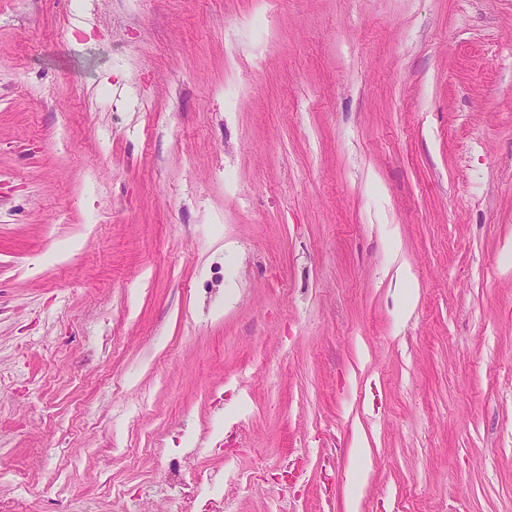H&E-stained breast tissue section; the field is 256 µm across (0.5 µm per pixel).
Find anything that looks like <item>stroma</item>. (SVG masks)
Wrapping results in <instances>:
<instances>
[{
  "label": "stroma",
  "instance_id": "obj_1",
  "mask_svg": "<svg viewBox=\"0 0 512 512\" xmlns=\"http://www.w3.org/2000/svg\"><path fill=\"white\" fill-rule=\"evenodd\" d=\"M210 476L512 512V0H0V506Z\"/></svg>",
  "mask_w": 512,
  "mask_h": 512
}]
</instances>
